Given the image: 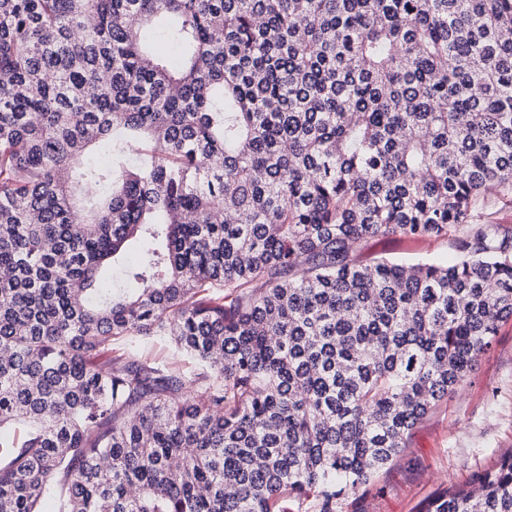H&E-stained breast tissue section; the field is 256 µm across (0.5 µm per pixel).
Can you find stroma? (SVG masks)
Here are the masks:
<instances>
[{"instance_id":"35a3bbf8","label":"stroma","mask_w":512,"mask_h":512,"mask_svg":"<svg viewBox=\"0 0 512 512\" xmlns=\"http://www.w3.org/2000/svg\"><path fill=\"white\" fill-rule=\"evenodd\" d=\"M453 238L416 239L403 234L365 239L356 251L364 264L382 258L399 262L452 261ZM127 348L138 357L176 368L194 379L202 366L176 351L166 336L134 338ZM512 452V318L500 323L491 346L474 370L412 430L398 459L338 505V512H418L436 491L467 485Z\"/></svg>"}]
</instances>
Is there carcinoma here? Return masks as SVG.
I'll return each instance as SVG.
<instances>
[{
    "label": "carcinoma",
    "mask_w": 512,
    "mask_h": 512,
    "mask_svg": "<svg viewBox=\"0 0 512 512\" xmlns=\"http://www.w3.org/2000/svg\"><path fill=\"white\" fill-rule=\"evenodd\" d=\"M507 187L512 0H0V512H337L512 317ZM512 193H491L480 196L473 205L475 215L489 224H512ZM454 237L416 239L403 234L375 236L365 239L357 249L356 259L372 264L388 258L399 262L435 260L452 261L456 256ZM119 347L130 348L136 356L160 366L179 369L187 380H193L198 373L203 372L201 364L196 360L176 351L168 336L124 340Z\"/></svg>",
    "instance_id": "obj_1"
}]
</instances>
